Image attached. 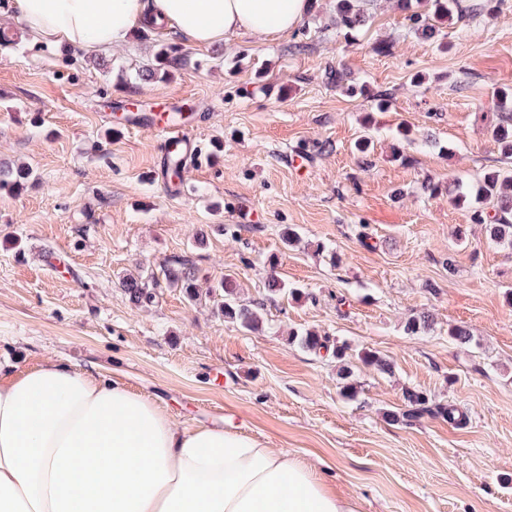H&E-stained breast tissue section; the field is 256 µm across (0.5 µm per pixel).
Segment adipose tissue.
Wrapping results in <instances>:
<instances>
[{
  "label": "adipose tissue",
  "instance_id": "adipose-tissue-1",
  "mask_svg": "<svg viewBox=\"0 0 512 512\" xmlns=\"http://www.w3.org/2000/svg\"><path fill=\"white\" fill-rule=\"evenodd\" d=\"M29 40L94 55L152 29L196 46L276 38L310 0H8ZM0 512H356L316 468L63 360L0 363Z\"/></svg>",
  "mask_w": 512,
  "mask_h": 512
}]
</instances>
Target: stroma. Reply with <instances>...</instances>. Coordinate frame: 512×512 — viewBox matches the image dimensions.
<instances>
[{
	"instance_id": "1",
	"label": "stroma",
	"mask_w": 512,
	"mask_h": 512,
	"mask_svg": "<svg viewBox=\"0 0 512 512\" xmlns=\"http://www.w3.org/2000/svg\"><path fill=\"white\" fill-rule=\"evenodd\" d=\"M335 5L316 0L278 38L196 47L136 33L96 56L29 45L0 15V160L30 173L23 189H0V359L19 372L65 359L158 399L180 426L234 427L314 464L358 512H512V246L422 189L512 170L478 118L512 88V0L444 25V51L396 0H371L349 40ZM160 43L180 46L183 64L143 81ZM339 67L388 101L373 113L366 165L354 144L371 102L330 82ZM177 111L195 147L221 150L176 187L153 126ZM210 224L232 231L196 246ZM285 224L300 233L290 247ZM362 224L375 248L359 241ZM175 256L196 264L201 287L235 278L262 330L225 321L213 295L192 303L161 285L149 305L125 299L120 276ZM273 272L303 296H270ZM421 311L433 330L408 332ZM453 325L470 344L449 337ZM301 329L378 352L393 371L355 357L359 394L345 399L334 357L289 344ZM409 389L464 411L467 425L391 421Z\"/></svg>"
}]
</instances>
